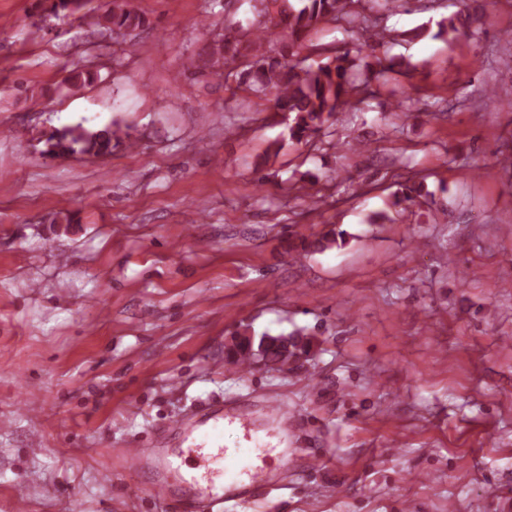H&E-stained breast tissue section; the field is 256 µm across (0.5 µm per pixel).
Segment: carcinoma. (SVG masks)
Wrapping results in <instances>:
<instances>
[{"label":"carcinoma","instance_id":"1","mask_svg":"<svg viewBox=\"0 0 512 512\" xmlns=\"http://www.w3.org/2000/svg\"><path fill=\"white\" fill-rule=\"evenodd\" d=\"M255 18L246 34L237 30L233 17L225 15V33L214 40L197 66L200 74H221L238 70L239 84L258 97H266L270 111L288 120L290 139L306 143L323 130L338 115L347 110L359 109L378 94L372 81L379 84L398 83V77L406 75L413 65L394 56L375 57V64L363 66L356 63L349 50H336L328 61L317 65H304L299 60L306 33L323 21L345 23L354 33L361 34L358 50H372L383 45L389 37L387 30L377 24V19L357 9L363 0H257ZM488 0H472L460 11L442 19L438 35L448 36V45L462 35L472 32ZM146 18L127 8L125 0H109L103 14L90 21L93 27L112 31L118 36L144 26ZM277 31L288 38L275 55L265 46L268 34ZM120 128L110 125L99 130H87L81 126L57 130L47 139L48 151L54 155L80 152L91 155L112 153V139L118 138ZM428 196L422 182L408 177L392 194L388 210L370 216L373 224L394 223L396 217L416 214L421 199ZM335 239L325 234L309 241L301 239L300 245L290 248L292 256L299 259L310 250H323ZM283 349L277 339L263 333L251 337L237 353L230 356L235 365L246 364L252 368L258 360L276 365L281 361Z\"/></svg>","mask_w":512,"mask_h":512}]
</instances>
